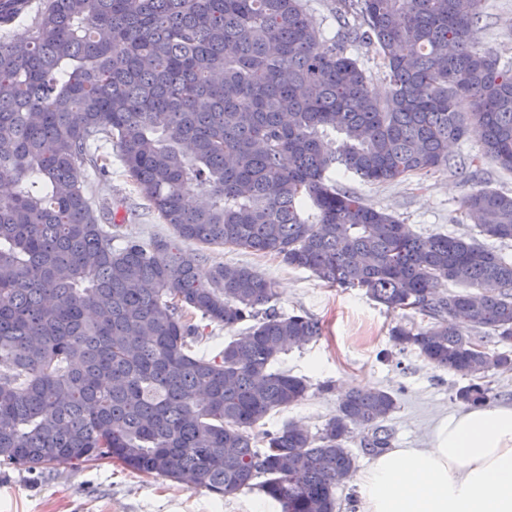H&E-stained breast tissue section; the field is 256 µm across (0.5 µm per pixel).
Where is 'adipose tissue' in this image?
I'll use <instances>...</instances> for the list:
<instances>
[{"instance_id": "ef3b65f1", "label": "adipose tissue", "mask_w": 512, "mask_h": 512, "mask_svg": "<svg viewBox=\"0 0 512 512\" xmlns=\"http://www.w3.org/2000/svg\"><path fill=\"white\" fill-rule=\"evenodd\" d=\"M364 512H512V405L439 420L421 448H392L356 475Z\"/></svg>"}]
</instances>
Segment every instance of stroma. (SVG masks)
<instances>
[{"label":"stroma","instance_id":"1","mask_svg":"<svg viewBox=\"0 0 512 512\" xmlns=\"http://www.w3.org/2000/svg\"><path fill=\"white\" fill-rule=\"evenodd\" d=\"M485 12L478 34L481 46L512 61V0H486ZM335 180L367 204L394 215L412 233H478L476 225L460 215L461 199L474 184L448 169L386 184L341 173ZM87 181L95 199L111 202L116 210L122 239L148 244L170 236L169 225L147 210L119 158H112L107 175H91ZM208 262L252 267L274 282L272 306L278 313L303 314L323 327L317 341L280 354L277 368L305 378L309 391L301 404L267 416L266 429L295 421L318 431L335 414L346 391L382 389L397 400L386 421L391 447L420 448L438 420L463 410L455 393L467 385V378L434 367L416 351H400L389 337L391 326H424L427 317L409 310L388 312L363 291L327 286L310 271L290 267L270 254L213 248ZM250 496L246 488L224 498L117 463L77 468L55 463L40 473L0 467V512H251Z\"/></svg>","mask_w":512,"mask_h":512}]
</instances>
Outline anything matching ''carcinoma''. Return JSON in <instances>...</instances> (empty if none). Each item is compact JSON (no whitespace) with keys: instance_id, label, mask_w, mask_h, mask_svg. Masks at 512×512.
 I'll return each instance as SVG.
<instances>
[{"instance_id":"carcinoma-1","label":"carcinoma","mask_w":512,"mask_h":512,"mask_svg":"<svg viewBox=\"0 0 512 512\" xmlns=\"http://www.w3.org/2000/svg\"><path fill=\"white\" fill-rule=\"evenodd\" d=\"M484 2L336 0L355 24L327 43L304 0H41L28 36L1 37L0 180L14 191L0 196V466L113 461L221 497L262 477L281 512H336L351 434L368 455L388 448L396 400L353 389L317 433L263 428L309 391L271 365L322 329L271 309L273 282L248 266L201 278L210 246L412 306L429 324H398L391 341L437 368L512 371V258L472 236L415 235L330 178L451 170L448 142L471 131L512 173V63L478 46ZM28 7L0 0V27ZM352 44L383 59L387 98ZM110 146L171 238L112 247V205L94 209L84 179ZM461 212L512 241V195L474 188ZM196 314L252 325L207 358ZM456 398L481 404L489 388Z\"/></svg>"}]
</instances>
